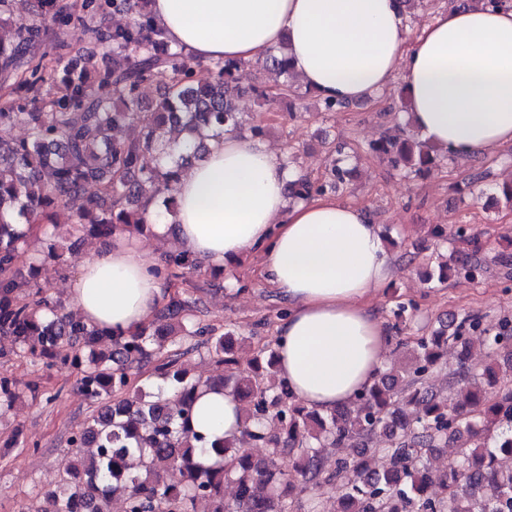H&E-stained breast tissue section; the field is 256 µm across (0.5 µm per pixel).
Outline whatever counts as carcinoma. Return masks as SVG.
<instances>
[{
  "label": "carcinoma",
  "mask_w": 512,
  "mask_h": 512,
  "mask_svg": "<svg viewBox=\"0 0 512 512\" xmlns=\"http://www.w3.org/2000/svg\"><path fill=\"white\" fill-rule=\"evenodd\" d=\"M17 2L0 0V76L8 82L0 127L26 130L21 139L0 138V358L23 353L48 368L68 363L95 404L69 438L71 460L58 485L35 512H110L117 492L124 512H198L200 505L204 512H290L303 498L307 512H321V492L337 493L336 512H512V374L501 372L496 357L478 370L462 362L448 373L449 400L425 380L447 363L448 347L465 353L481 327L474 318L448 315L364 395L321 414L292 400L274 350L240 362L232 349L247 337L200 325L196 299L172 298L155 313V327L120 339L45 295L37 266L20 265L21 254L37 247L62 264L79 242L146 229L151 200L160 214H175L165 194L188 159L208 148V138L242 130L241 63L214 62L211 79L201 82L198 62L154 26L151 0H84L105 66L71 58L46 68L35 61L42 23H67L71 14L58 0H38L29 18ZM116 14L127 23L109 24ZM264 67L274 80L261 96L310 94L282 50L269 51ZM372 149L408 174L446 158L410 134H384ZM339 154L328 150L332 190L348 174ZM322 191L306 178L288 183L295 200ZM46 224L54 232L42 231ZM164 263L175 278L198 269L180 250L165 251ZM451 269L474 276L483 266L450 255L440 274ZM25 289L32 298L21 300ZM483 334L512 369V322ZM188 337L210 346L217 374L190 375L186 349L158 359ZM152 362L160 383L149 392L136 378ZM214 384L242 404L244 428L233 442L210 441L192 425L198 390ZM16 402L0 380V415ZM379 434L386 438L375 449L382 469H370L361 451L326 468L327 449L353 441L367 447ZM258 446L267 449L260 458ZM229 480L237 490L231 498Z\"/></svg>",
  "instance_id": "carcinoma-1"
}]
</instances>
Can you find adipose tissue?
<instances>
[{
  "label": "adipose tissue",
  "mask_w": 512,
  "mask_h": 512,
  "mask_svg": "<svg viewBox=\"0 0 512 512\" xmlns=\"http://www.w3.org/2000/svg\"><path fill=\"white\" fill-rule=\"evenodd\" d=\"M169 44L197 60H263L284 46L303 85L321 97L369 98L407 84L409 118L431 144L464 159L512 145V7L451 8L411 33L400 0H152ZM296 171L235 133L211 143L177 183L176 222L146 219L158 236L213 268L259 257L265 283L289 302L277 327L278 374L296 400L328 412L370 387L388 330L367 305L390 279L380 225L326 195L289 199ZM85 321L128 336L153 319L163 296L136 235H114L68 283ZM196 429L230 438L242 410L228 393L194 406Z\"/></svg>",
  "instance_id": "ef3b65f1"
}]
</instances>
